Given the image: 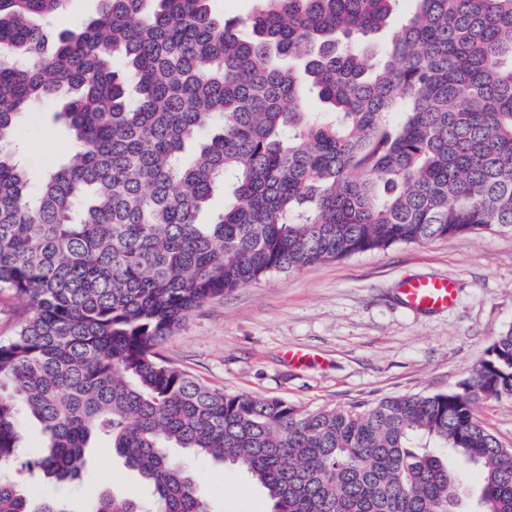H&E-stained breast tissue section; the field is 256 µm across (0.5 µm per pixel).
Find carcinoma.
Listing matches in <instances>:
<instances>
[{
  "instance_id": "carcinoma-1",
  "label": "carcinoma",
  "mask_w": 512,
  "mask_h": 512,
  "mask_svg": "<svg viewBox=\"0 0 512 512\" xmlns=\"http://www.w3.org/2000/svg\"><path fill=\"white\" fill-rule=\"evenodd\" d=\"M0 0V292L28 316L0 341V468L40 425L31 478L82 479L97 441L149 489L93 512H215L171 455L241 467L272 512H512V448L473 415L512 398V328L447 393L302 409L216 390L157 347L186 315L271 273L438 238L512 231V0ZM134 83L136 95H127ZM79 149L37 187L22 114ZM316 98L323 112H307ZM224 207L211 208L218 189ZM0 512H71L0 480ZM97 1L70 0L66 10L53 20L54 26L57 29H63L76 20H89L96 12ZM257 0H214V6L221 16L245 17L252 12Z\"/></svg>"
}]
</instances>
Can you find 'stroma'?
I'll return each mask as SVG.
<instances>
[{"mask_svg":"<svg viewBox=\"0 0 512 512\" xmlns=\"http://www.w3.org/2000/svg\"><path fill=\"white\" fill-rule=\"evenodd\" d=\"M61 106L58 99L43 102L19 123L20 160L31 181L62 160L66 135L53 119ZM407 276L453 279L454 306L435 312L406 307L398 288ZM510 327L512 232H486L263 276L191 312L159 352L213 388L313 409L451 390ZM292 351L315 360L295 363ZM474 416L512 448V399L480 402ZM172 454L215 512H271L262 489L237 467L179 448ZM112 490L148 498L119 457L96 450L78 488L64 495L73 512H91Z\"/></svg>","mask_w":512,"mask_h":512,"instance_id":"obj_1","label":"stroma"}]
</instances>
